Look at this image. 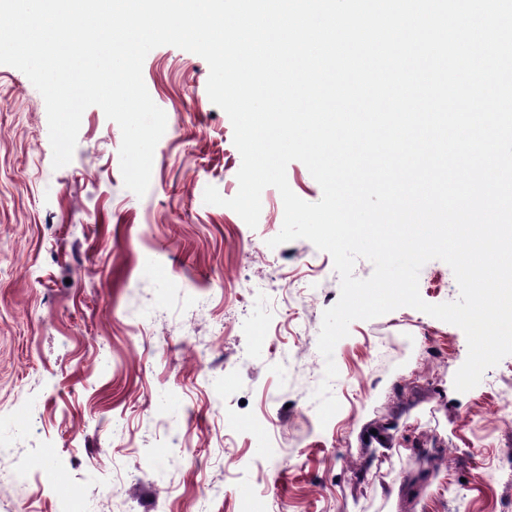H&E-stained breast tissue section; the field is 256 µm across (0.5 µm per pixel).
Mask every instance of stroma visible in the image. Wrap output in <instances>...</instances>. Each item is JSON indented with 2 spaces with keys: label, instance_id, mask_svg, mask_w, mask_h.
<instances>
[{
  "label": "stroma",
  "instance_id": "35a3bbf8",
  "mask_svg": "<svg viewBox=\"0 0 512 512\" xmlns=\"http://www.w3.org/2000/svg\"><path fill=\"white\" fill-rule=\"evenodd\" d=\"M142 74L167 127L139 197L117 123L88 107L71 162L53 168L42 95L0 65V418L25 426L0 476L28 475L0 488V512H59L77 493L93 512H197L212 481L211 512H241L248 493L278 512H512V479L487 480L512 449L487 396L512 381V355L460 393L459 327L411 307L353 321L333 353L340 408L320 424L317 340L340 297L331 256L305 239L269 247L276 188L254 228L205 203L210 185L236 195L241 156L202 57L160 46ZM419 292L440 304L459 287L432 260ZM413 477L411 498L388 495Z\"/></svg>",
  "mask_w": 512,
  "mask_h": 512
}]
</instances>
